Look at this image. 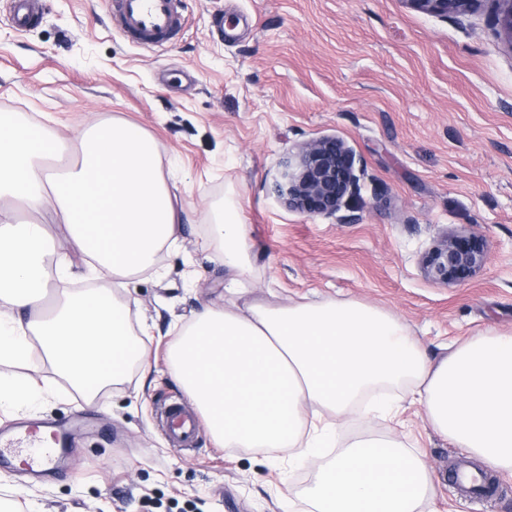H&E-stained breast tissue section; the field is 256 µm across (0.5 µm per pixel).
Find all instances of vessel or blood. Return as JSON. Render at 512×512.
I'll return each mask as SVG.
<instances>
[{"mask_svg":"<svg viewBox=\"0 0 512 512\" xmlns=\"http://www.w3.org/2000/svg\"><path fill=\"white\" fill-rule=\"evenodd\" d=\"M112 20L133 43L147 49L164 45L184 31L187 21L176 0H111ZM161 418L168 440L176 447H193L201 422L196 411L181 404L164 407ZM58 446H43L27 428L17 427L12 437L0 444V468L12 469L21 461L29 479L38 480L66 466L62 447L67 440L65 425H55Z\"/></svg>","mask_w":512,"mask_h":512,"instance_id":"b4317fda","label":"vessel or blood"}]
</instances>
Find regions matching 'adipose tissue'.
<instances>
[{
    "instance_id": "adipose-tissue-1",
    "label": "adipose tissue",
    "mask_w": 512,
    "mask_h": 512,
    "mask_svg": "<svg viewBox=\"0 0 512 512\" xmlns=\"http://www.w3.org/2000/svg\"><path fill=\"white\" fill-rule=\"evenodd\" d=\"M62 143L0 117V361L25 362L39 344L70 388L93 393L151 362L127 307L82 278L124 288L172 241L184 217L167 188L154 142L140 128L93 124L75 160L46 173ZM28 218L14 222L12 208ZM66 227L47 244L46 220ZM208 219L229 277L247 270L246 227L232 204ZM85 258L84 270L71 258ZM169 368L227 448L326 445L330 428L370 413L398 417L417 404L435 433L490 471L512 474V336L487 330L432 357L393 317L358 302L250 301L208 306L168 351ZM406 383L403 401L367 391ZM432 475L395 440L366 437L330 458L307 494L308 512H422Z\"/></svg>"
}]
</instances>
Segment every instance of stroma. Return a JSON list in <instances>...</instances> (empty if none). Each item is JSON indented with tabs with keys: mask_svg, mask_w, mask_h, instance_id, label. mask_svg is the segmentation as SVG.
I'll use <instances>...</instances> for the list:
<instances>
[{
	"mask_svg": "<svg viewBox=\"0 0 512 512\" xmlns=\"http://www.w3.org/2000/svg\"><path fill=\"white\" fill-rule=\"evenodd\" d=\"M172 42L147 50L113 25L108 0H37L15 27L0 0V114L65 143L90 120L122 121L154 141L163 176L189 217L149 270L115 292L144 343L150 374L128 372L93 397L38 360L0 374L43 388L0 406L17 422L83 418L69 435L72 475L34 482L0 473L6 512H283L327 459L358 437H393L433 477L426 512H512V475L495 498L458 492L462 452L420 406L338 430L333 447L297 461L289 449L232 450L201 430L198 451L172 448L160 412L188 401L167 351L202 304L229 282L209 203L235 205L248 231L245 300L355 301L406 325L429 355L488 329L512 333V45L495 0L440 17L405 0H182ZM324 136L361 158L360 192L344 220L286 209L274 193L282 160ZM448 230L485 238L489 259L468 281L427 280L423 253Z\"/></svg>",
	"mask_w": 512,
	"mask_h": 512,
	"instance_id": "1",
	"label": "stroma"
}]
</instances>
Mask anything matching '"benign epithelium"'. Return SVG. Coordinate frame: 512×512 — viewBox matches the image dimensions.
Returning <instances> with one entry per match:
<instances>
[{"label":"benign epithelium","instance_id":"1","mask_svg":"<svg viewBox=\"0 0 512 512\" xmlns=\"http://www.w3.org/2000/svg\"><path fill=\"white\" fill-rule=\"evenodd\" d=\"M430 14L446 16L469 11L479 0H405ZM498 24L512 45V0H496ZM275 191L289 210L332 217L359 194L356 154L345 141L322 137L298 146L282 164ZM486 241L456 230L443 232L421 259L425 276L445 286L467 281L487 263Z\"/></svg>","mask_w":512,"mask_h":512}]
</instances>
